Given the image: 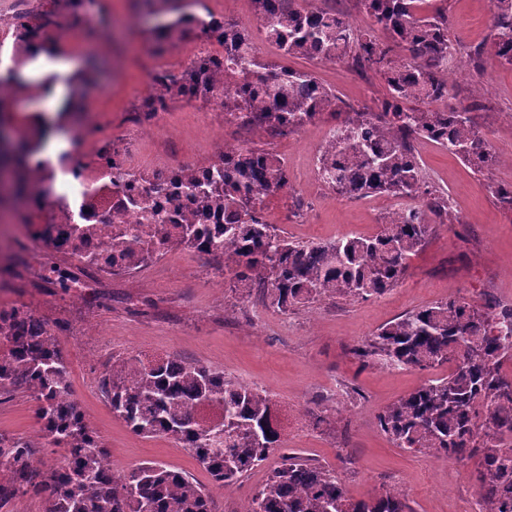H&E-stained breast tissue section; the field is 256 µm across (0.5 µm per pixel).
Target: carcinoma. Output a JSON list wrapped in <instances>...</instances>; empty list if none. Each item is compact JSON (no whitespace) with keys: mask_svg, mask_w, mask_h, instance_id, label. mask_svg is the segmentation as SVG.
<instances>
[{"mask_svg":"<svg viewBox=\"0 0 512 512\" xmlns=\"http://www.w3.org/2000/svg\"><path fill=\"white\" fill-rule=\"evenodd\" d=\"M25 8L0 26L12 31L5 72L0 73V128L5 105L29 87L18 72L30 60V43L51 42L62 15L79 22L90 0H21ZM267 40L285 53L312 60H346L382 75L386 97L376 112L344 109L313 73L272 66L261 58L249 27L222 25L224 52L194 58L183 71L159 70L152 92L135 108L143 123L164 112L168 100L223 96L224 117L274 134L298 130L325 112L336 119L320 148L317 174L347 197L385 195L403 205L384 216L371 237L300 243L263 218L265 199L288 190L287 168L269 149L239 146L201 167L145 175L126 165L112 142L95 157L100 176L69 194L54 192L56 171L69 172L64 157L53 163L41 146L0 138V180L31 215L57 200L51 223L58 238L35 232L75 256L84 269L132 274L176 246L207 255L230 276L240 298L257 295L280 312L316 301L380 298L400 285L408 259L425 245L435 224L460 223L448 193L421 167L415 143L428 139L481 172L493 161L486 137L466 107L448 103V72L457 49L448 37V6L423 13V0H359L373 23L389 31L393 45L355 28L333 9H300L296 0H255ZM490 50L512 66V0H492ZM194 23L206 34L213 21L183 13L156 27L158 44L172 41ZM496 203L512 211V183L490 186ZM108 239L105 250L90 237ZM0 396L18 391L37 402L41 443L0 435V509L33 494L45 496L44 512H215L213 500L183 471L142 464L124 476L103 471L102 439L85 423L70 398V370L55 343V329L24 306L0 308ZM363 365L434 369L453 364L448 375L426 382L377 415L380 429L397 448L464 464L480 458L478 487L483 512H512V304L472 306L450 297L409 311L384 324L352 348ZM100 389L137 435L163 436L187 448L217 486L230 487L282 446L277 403L265 391L224 377L199 363L171 356L127 357L112 362ZM212 411L203 419L199 408ZM315 428L329 426V409L307 411ZM58 447L63 464L43 469L41 448ZM245 512H413L404 492L385 487L353 499L336 473L290 453L269 474Z\"/></svg>","mask_w":512,"mask_h":512,"instance_id":"1","label":"carcinoma"}]
</instances>
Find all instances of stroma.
<instances>
[{
  "mask_svg": "<svg viewBox=\"0 0 512 512\" xmlns=\"http://www.w3.org/2000/svg\"><path fill=\"white\" fill-rule=\"evenodd\" d=\"M447 4L449 34L458 50L453 102L471 105L476 91L486 88L483 107L472 116L492 146L494 164L479 174L432 142L416 143L423 168L449 193L461 221L436 225L410 258L402 284L381 298L321 300L284 314L237 299L206 255L175 247L137 273H97L92 299L77 300L59 288L56 273L79 274L78 260L27 238L10 217L0 218V306L24 304L59 325L57 345L70 367L71 397L102 438L115 474L150 461L185 471L211 496L217 512H238L265 481L266 463L240 483L218 489L187 449L165 437L136 435L113 414L100 391L113 360L178 356L266 390L281 407L287 451L336 471L353 498L391 486L406 493L414 512H479V459L458 465L393 447L376 420L392 402L447 375V367H365L350 352L404 312L449 297L473 306L490 299L512 303V211L501 209L488 190L493 182L512 183V68L488 53L478 63L470 57L490 40L491 0ZM168 8L167 0H94L85 22L60 20L55 68L26 62L23 69L36 86L7 104L15 137L36 138L33 119L44 113L50 91L61 86L75 92L92 122L87 137L69 122L58 126V151L79 161L93 162L100 141L109 140L130 168L151 174L217 161L228 143L268 144L286 164L289 180L288 191L266 199L268 223L298 241L375 234L394 207L391 198H344L314 178L330 115L271 138L263 129L225 122L215 100L175 99L151 122H132L134 108L151 90L148 72L182 70L201 53L204 35L193 25L170 43H156L153 28ZM191 11L250 25L265 61L314 71L346 104L373 112L385 96V82L374 72L282 55L265 39L254 0H202ZM318 405L333 409L330 427L314 428L306 417V409ZM36 409L26 393L0 397V433L39 440Z\"/></svg>",
  "mask_w": 512,
  "mask_h": 512,
  "instance_id": "1",
  "label": "stroma"
}]
</instances>
